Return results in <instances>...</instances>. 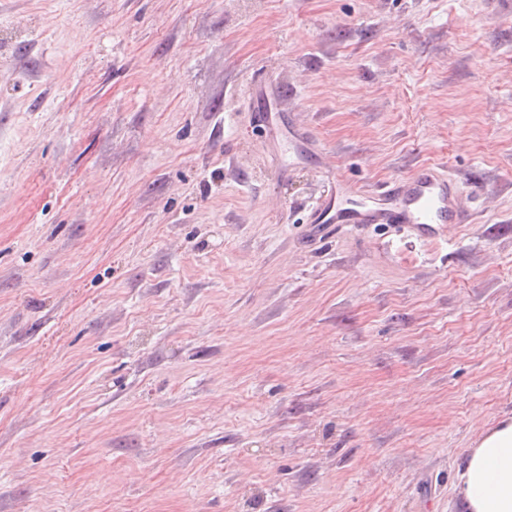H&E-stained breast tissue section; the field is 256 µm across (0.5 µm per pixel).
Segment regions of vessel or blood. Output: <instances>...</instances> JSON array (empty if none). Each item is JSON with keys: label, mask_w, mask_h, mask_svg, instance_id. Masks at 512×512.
<instances>
[{"label": "vessel or blood", "mask_w": 512, "mask_h": 512, "mask_svg": "<svg viewBox=\"0 0 512 512\" xmlns=\"http://www.w3.org/2000/svg\"><path fill=\"white\" fill-rule=\"evenodd\" d=\"M379 204L359 203L353 208L328 199L316 206L318 224H415L422 227L469 224L473 212L460 202L461 191L447 172L424 167L414 174L384 184Z\"/></svg>", "instance_id": "1"}]
</instances>
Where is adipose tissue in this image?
<instances>
[{"instance_id":"obj_1","label":"adipose tissue","mask_w":512,"mask_h":512,"mask_svg":"<svg viewBox=\"0 0 512 512\" xmlns=\"http://www.w3.org/2000/svg\"><path fill=\"white\" fill-rule=\"evenodd\" d=\"M462 512H512V417L488 427L454 488Z\"/></svg>"}]
</instances>
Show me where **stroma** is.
I'll return each instance as SVG.
<instances>
[{"label": "stroma", "mask_w": 512, "mask_h": 512, "mask_svg": "<svg viewBox=\"0 0 512 512\" xmlns=\"http://www.w3.org/2000/svg\"><path fill=\"white\" fill-rule=\"evenodd\" d=\"M423 164L474 223L318 234ZM507 415L512 7L0 0V512H460Z\"/></svg>", "instance_id": "35a3bbf8"}]
</instances>
